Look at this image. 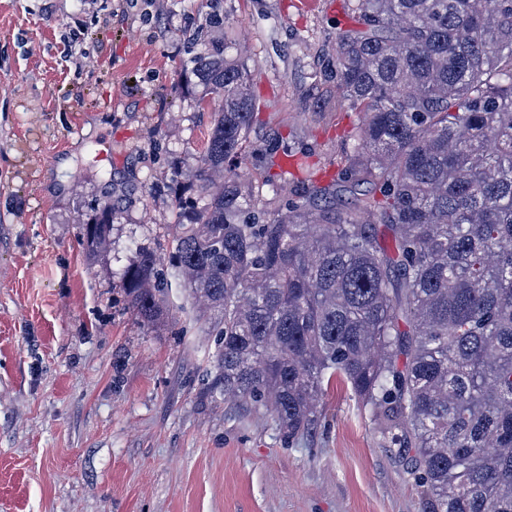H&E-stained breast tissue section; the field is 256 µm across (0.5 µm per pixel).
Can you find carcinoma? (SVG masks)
I'll return each mask as SVG.
<instances>
[{
    "label": "carcinoma",
    "mask_w": 512,
    "mask_h": 512,
    "mask_svg": "<svg viewBox=\"0 0 512 512\" xmlns=\"http://www.w3.org/2000/svg\"><path fill=\"white\" fill-rule=\"evenodd\" d=\"M325 75L362 114L340 180L274 214L238 176L258 104L247 68L195 59L221 99L199 207L166 257L139 247L126 303L150 326L180 291L214 337L209 389L309 433L329 385L368 409L422 488L423 512H512V0H354ZM84 227L109 246L108 218Z\"/></svg>",
    "instance_id": "carcinoma-1"
}]
</instances>
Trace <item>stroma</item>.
Returning a JSON list of instances; mask_svg holds the SVG:
<instances>
[{
    "mask_svg": "<svg viewBox=\"0 0 512 512\" xmlns=\"http://www.w3.org/2000/svg\"><path fill=\"white\" fill-rule=\"evenodd\" d=\"M224 0L260 110L248 132L255 197L332 184L358 113L323 76L348 0ZM206 0H0V512H422L408 463L350 390L285 440L271 417L208 391L216 345L182 298L154 325L120 274L183 223L209 137L210 85L192 57L223 43ZM239 44V45H240ZM112 203L110 250L82 226Z\"/></svg>",
    "mask_w": 512,
    "mask_h": 512,
    "instance_id": "obj_1",
    "label": "stroma"
}]
</instances>
